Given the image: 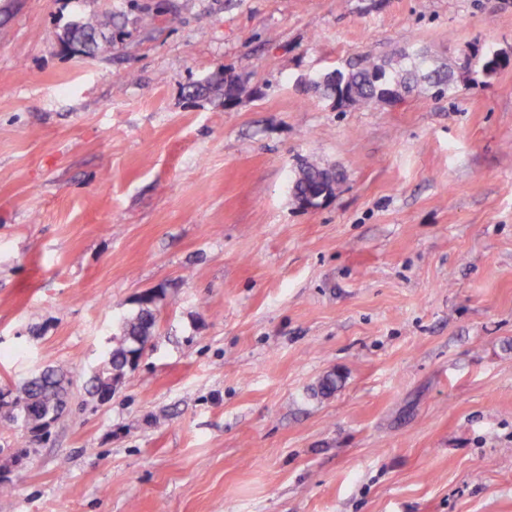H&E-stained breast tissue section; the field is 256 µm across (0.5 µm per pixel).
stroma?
I'll list each match as a JSON object with an SVG mask.
<instances>
[{"mask_svg": "<svg viewBox=\"0 0 512 512\" xmlns=\"http://www.w3.org/2000/svg\"><path fill=\"white\" fill-rule=\"evenodd\" d=\"M467 48L512 53V0H0V390L72 377L35 452L0 431V512H512V65L343 112L305 86ZM305 158L344 175L314 209ZM107 23H109L112 26V16L108 22H103L102 20L97 19L95 17H90L83 21L81 28H71L68 32L65 42H67L68 44H74L76 46L89 43L90 50L92 46L97 44L96 37L98 36V34H102L101 28L103 26H106ZM158 299L159 295L153 293L140 299L137 311L123 319L119 334L110 338L103 352L101 364L86 379L87 393L101 403L112 398V392L125 370L136 365L142 352L152 342L157 323Z\"/></svg>", "mask_w": 512, "mask_h": 512, "instance_id": "obj_1", "label": "stroma"}]
</instances>
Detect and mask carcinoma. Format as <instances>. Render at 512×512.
<instances>
[{
	"instance_id": "cac0c4a2",
	"label": "carcinoma",
	"mask_w": 512,
	"mask_h": 512,
	"mask_svg": "<svg viewBox=\"0 0 512 512\" xmlns=\"http://www.w3.org/2000/svg\"><path fill=\"white\" fill-rule=\"evenodd\" d=\"M105 22L95 17L83 21L81 28L70 29L65 42L76 46L97 44V36ZM475 64L465 70L467 78L489 77L500 65L493 54L474 52ZM310 86L332 101L338 109L371 107L392 88L404 94L428 93L435 99L456 93L455 71L428 69L427 61L415 52L406 51L395 60H379L361 54L345 67L334 69L310 80ZM336 175L315 160L299 164L291 182L294 201L301 208L317 207L336 189ZM157 294H146L137 311L123 319L119 334L110 338L101 364L85 381L89 395L102 403L112 398L116 384L127 368L136 365L142 352L152 342L157 323ZM66 372L59 367H46L35 373L17 392H0V426L10 431H23L44 439L46 429L67 406Z\"/></svg>"
}]
</instances>
